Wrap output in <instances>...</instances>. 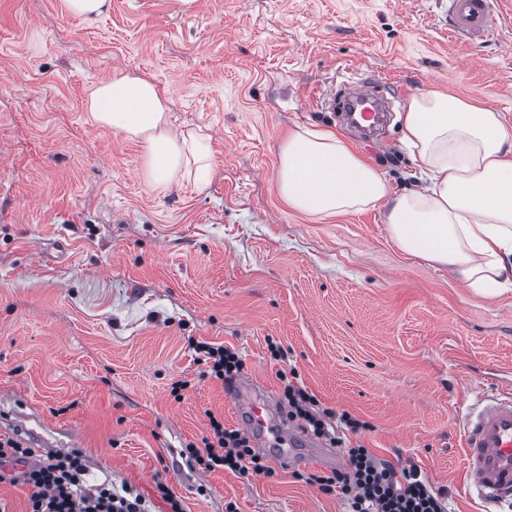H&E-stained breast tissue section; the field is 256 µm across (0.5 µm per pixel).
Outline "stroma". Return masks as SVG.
<instances>
[{"instance_id":"35a3bbf8","label":"stroma","mask_w":512,"mask_h":512,"mask_svg":"<svg viewBox=\"0 0 512 512\" xmlns=\"http://www.w3.org/2000/svg\"><path fill=\"white\" fill-rule=\"evenodd\" d=\"M493 9L472 41L449 31L448 0H111L91 21L63 0H0V440L31 451L0 466L6 512H29L23 466L71 450L87 487L128 483L153 512H169L161 484L184 512H343L307 465L189 466L210 418L238 426L199 342L277 393L294 372L450 512H512L469 493L461 447L467 409L512 390V288L485 296L403 252L383 207L317 220L276 181L278 146L304 125L338 131L393 191L421 189L398 114L426 89L512 126V0ZM118 71L157 84L173 130L211 135L205 177L150 184L142 142L91 119L89 89ZM373 75L395 102L383 150L321 105L332 82ZM195 352L199 355L196 361L207 368L203 371V376L210 375L222 382L237 372L242 365V359L238 353L227 347L198 343L195 345Z\"/></svg>"}]
</instances>
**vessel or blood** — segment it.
Instances as JSON below:
<instances>
[{
	"mask_svg": "<svg viewBox=\"0 0 512 512\" xmlns=\"http://www.w3.org/2000/svg\"><path fill=\"white\" fill-rule=\"evenodd\" d=\"M491 0H451L449 27L453 34L480 36L491 32ZM346 104L357 109L364 126H372L380 113L364 84L344 87ZM225 400L234 409L243 433L254 448L271 456L279 466L293 461L332 466L341 459L334 449L304 439L274 394L254 380L236 381ZM464 476L467 485L488 502H512V392L487 395L466 417L463 427Z\"/></svg>",
	"mask_w": 512,
	"mask_h": 512,
	"instance_id": "b4317fda",
	"label": "vessel or blood"
}]
</instances>
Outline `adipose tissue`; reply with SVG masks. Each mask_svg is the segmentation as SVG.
I'll return each mask as SVG.
<instances>
[{"label": "adipose tissue", "instance_id": "1", "mask_svg": "<svg viewBox=\"0 0 512 512\" xmlns=\"http://www.w3.org/2000/svg\"><path fill=\"white\" fill-rule=\"evenodd\" d=\"M86 109L97 124L142 140L154 185L210 156L209 135L171 131L169 100L148 78L115 74L90 92ZM402 119V142L429 181L424 190L392 193L335 133L300 127L279 147L281 197L319 218L385 204L399 249L497 294L512 272V128L498 112L433 89L413 95Z\"/></svg>", "mask_w": 512, "mask_h": 512}]
</instances>
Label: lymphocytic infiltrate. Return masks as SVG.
<instances>
[{
  "label": "lymphocytic infiltrate",
  "instance_id": "lymphocytic-infiltrate-1",
  "mask_svg": "<svg viewBox=\"0 0 512 512\" xmlns=\"http://www.w3.org/2000/svg\"><path fill=\"white\" fill-rule=\"evenodd\" d=\"M283 393L292 417L305 421L317 437L344 448L345 467L312 476L311 481L323 493H342L346 512H448L446 493L434 489L419 468H396L354 442L363 422L345 412L334 421L318 416L313 411L316 397L297 383H286ZM210 427L212 436L203 447L187 450L199 469L273 475L266 456L257 452L240 430L226 428L215 418ZM84 472L83 459L76 451L56 453L23 471L21 478L31 489L29 512H150L145 496L133 486L117 488L104 483L93 490L84 488Z\"/></svg>",
  "mask_w": 512,
  "mask_h": 512
}]
</instances>
